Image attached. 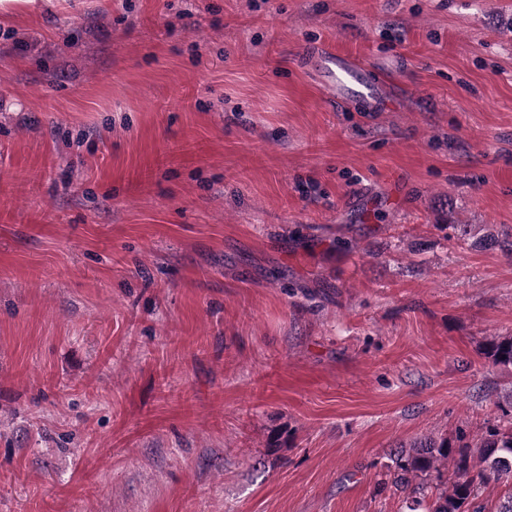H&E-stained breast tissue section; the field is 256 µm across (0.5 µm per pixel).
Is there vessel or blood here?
<instances>
[{
	"mask_svg": "<svg viewBox=\"0 0 512 512\" xmlns=\"http://www.w3.org/2000/svg\"><path fill=\"white\" fill-rule=\"evenodd\" d=\"M318 73L329 99L339 102L357 97L368 103L380 102L383 86L372 81L364 67L349 56L325 50L319 57Z\"/></svg>",
	"mask_w": 512,
	"mask_h": 512,
	"instance_id": "b4317fda",
	"label": "vessel or blood"
}]
</instances>
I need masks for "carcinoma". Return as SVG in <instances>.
Returning <instances> with one entry per match:
<instances>
[{
  "label": "carcinoma",
  "instance_id": "1",
  "mask_svg": "<svg viewBox=\"0 0 512 512\" xmlns=\"http://www.w3.org/2000/svg\"><path fill=\"white\" fill-rule=\"evenodd\" d=\"M485 355L494 366L512 367V337L488 341ZM475 447L477 472L471 473L469 456L461 451L445 480L441 468L448 467L452 453L448 439L424 437L397 454L393 477L381 480L380 485L413 487V492L428 499L425 512H485V506L479 503L481 489L492 481L501 482L508 491L494 512H512V410L503 412ZM433 475L439 479L435 485L427 482Z\"/></svg>",
  "mask_w": 512,
  "mask_h": 512
}]
</instances>
